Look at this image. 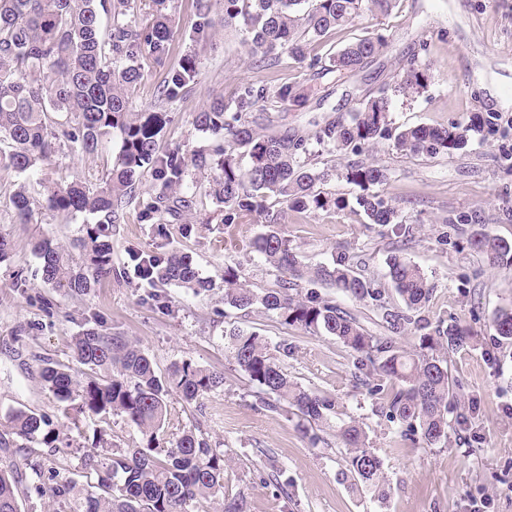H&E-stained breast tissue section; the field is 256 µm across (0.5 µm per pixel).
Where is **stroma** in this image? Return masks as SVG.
I'll return each mask as SVG.
<instances>
[{"instance_id":"35a3bbf8","label":"stroma","mask_w":512,"mask_h":512,"mask_svg":"<svg viewBox=\"0 0 512 512\" xmlns=\"http://www.w3.org/2000/svg\"><path fill=\"white\" fill-rule=\"evenodd\" d=\"M169 11V54L162 63L146 62L148 76L133 95L132 112L157 104L159 83L189 50L197 51L199 68L190 92L166 106L173 121L161 147L178 145L190 154L211 148V136L194 126L196 113L214 99L229 97L245 81L303 85L305 108L274 112L270 118L291 133L314 131L329 119L348 116L366 93L399 82L413 58L429 72L430 84L422 94L393 98L396 125L446 127L466 123L475 113L484 117L480 134L451 155H410L389 141L366 152L367 161L389 169L388 181L377 192L405 220L408 236L367 223L355 206L300 212L278 203L272 208L302 263L328 264L345 254L386 301L398 299L387 275V256L396 252L420 266L434 287L421 309L423 318L433 326L459 325L473 335L448 354L458 411L468 421L449 430L447 441L427 446L383 414L369 392L378 376L335 337L284 327L261 309L225 306V266L236 267L241 282L257 291L274 287L276 272L252 248L265 230L263 218L225 226L213 220L208 200L184 223L168 225L166 243L192 257L200 277L212 282L211 291L196 296L172 284L163 288L167 310L146 303L148 288L135 277L129 255L155 252L158 240L151 225L138 223L131 206L124 223L112 229L111 275L87 295L57 293L44 282L31 243L49 237L81 264L74 242L93 218L51 211L46 196L64 181L101 185L119 159L115 139L92 155L56 154L27 174L0 168V238L11 245L0 261V433L10 432V417L19 409L67 426L74 440L67 453L48 456L40 443L24 451L30 462H48L64 474L78 468L96 432L107 439L99 450L105 460L140 445L139 431L123 417L76 422L65 417L64 403L40 379L43 360H66L71 336L96 318L108 332L138 340L159 374L181 360L223 372V387L202 405L170 395L164 436L172 443L182 429L194 426L213 447L223 449L224 494L244 493L247 512H512V345L501 343L494 329L498 312L512 309V267L489 266L472 245L480 233L512 243V108H496L481 84L482 78L494 79L512 96V0H397L390 13L367 17L361 27L332 31L311 45V54L325 59L364 31L385 35L383 51L355 74H319L285 54L273 64L249 55L242 21L225 23L219 9L212 13L210 40L192 45V0H171ZM22 184L33 209L28 224L18 221L9 202ZM187 223L192 233L184 232ZM46 298L55 303L52 311L42 306ZM232 323L261 332L271 346L287 344L281 363L291 379L335 400L333 413L317 429L318 444L310 443L287 409L264 408L256 386L225 360L224 329ZM351 423L361 427L367 448L382 463L385 501L352 487L351 450L336 436L338 427Z\"/></svg>"}]
</instances>
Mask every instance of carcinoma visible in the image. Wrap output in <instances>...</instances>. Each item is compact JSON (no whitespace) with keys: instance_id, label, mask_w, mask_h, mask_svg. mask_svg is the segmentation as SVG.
Instances as JSON below:
<instances>
[{"instance_id":"obj_1","label":"carcinoma","mask_w":512,"mask_h":512,"mask_svg":"<svg viewBox=\"0 0 512 512\" xmlns=\"http://www.w3.org/2000/svg\"><path fill=\"white\" fill-rule=\"evenodd\" d=\"M129 0H0V168L29 173L65 150L94 154L117 135L121 139L118 166L93 189L81 182L58 184L47 195L48 207L58 213H85L96 222L85 225L77 246L85 251L79 268L70 265L63 249L49 238L37 239L32 250L41 261L44 280L72 295H85L112 273V225L124 221L139 176L151 174L160 187L156 196L140 204L138 222L153 226L166 237V224L191 211L198 198L219 207L220 223L244 224L266 217L268 230L254 242L255 251L278 271L276 287L257 292L240 282L238 270L224 267V304L241 311L262 308L285 327L312 334L324 333L353 352L359 362L372 366L382 385L371 389L386 403V415L418 432L428 446L448 438L452 421L448 407L457 399L448 360L438 349H457L471 338L466 329L438 325L420 337V352L409 354L388 336H373L336 300L310 292L302 298L299 280L309 277L358 301L371 299L383 327L401 334L428 324L417 316L429 301L433 286L422 269L397 254L386 258L388 275L403 305L381 301L371 282L336 257L330 265L303 268L291 240L278 228L268 201L274 199L298 211L343 210L350 199L325 192L317 185L325 179L318 170L319 153L351 154L342 177L359 193L354 195L370 224L403 226L397 210L371 188L388 180V169L360 159L366 147L378 140L394 139L395 146L414 155L450 154L463 149L481 129L478 118L448 127H394L388 89L359 100L346 118L326 121L314 131L290 135L270 126L260 127L253 115L256 104L267 109L302 108L308 101L303 86L244 83L228 99H216L197 113V130L216 138L206 153L186 156L180 149H160V135L170 122L166 111L133 115L130 103L142 83L144 60L160 63L168 55L173 36L169 0H151L152 18L146 24L127 19ZM396 0H194L196 22L189 37H208L214 5L222 6L224 21H244V43L252 55L276 59L286 53L302 62L307 47L337 29L354 25L367 13L392 10ZM386 47L383 36H361L329 57V69L357 73ZM198 59L186 54L167 72L160 86V101L182 98L194 82ZM429 75L414 59L394 91L420 94ZM320 147L317 152L314 147ZM249 159L242 167V159ZM207 169V183L193 180L191 169ZM19 221L29 224L32 208L25 187L12 197ZM492 267L512 266V244L486 233L473 240ZM139 279L152 288L151 299L166 306L157 286L174 284L198 294L211 288L199 277L185 254L134 256ZM498 336L512 341V309L494 321ZM224 354L261 389L264 407L281 404L295 411L302 428L326 419L335 401L307 390L288 378L279 357L265 336L255 330L233 327L224 332ZM71 361H47L43 381L61 402L80 398L76 413L87 417L120 415L141 433L144 445L112 454L100 466L95 448L81 456V474L95 477L89 490L71 475L29 465L23 484L16 465L0 468V512H22V497L35 490L49 492L58 505L54 512H189L193 504L208 503L224 495V451L188 429L170 448L161 446L160 434L168 417V395L174 390L188 403L201 400L224 386V372L175 362L168 375L159 376L149 355L134 341L107 333L100 322L84 326L72 337ZM80 365L75 375L72 364ZM12 436L0 435V449L20 454L26 443L41 439L54 453L71 447L44 414L18 410L11 415ZM338 435L353 448L350 472L386 497L382 465L365 446L359 427L344 425Z\"/></svg>"}]
</instances>
